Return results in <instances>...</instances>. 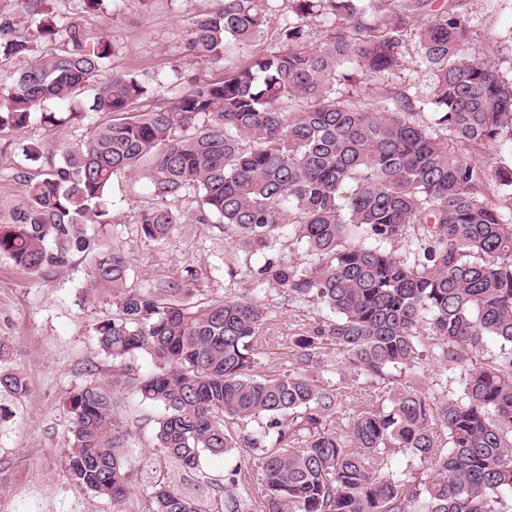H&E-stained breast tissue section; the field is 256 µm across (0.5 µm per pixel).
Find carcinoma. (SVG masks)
<instances>
[{"label": "carcinoma", "mask_w": 512, "mask_h": 512, "mask_svg": "<svg viewBox=\"0 0 512 512\" xmlns=\"http://www.w3.org/2000/svg\"><path fill=\"white\" fill-rule=\"evenodd\" d=\"M263 0H224L199 16L190 44L199 54L234 55L267 24ZM295 21L280 45L232 69L220 83L175 91L170 106L134 113L149 92L135 74L98 83L112 54L75 22L34 18L38 36L62 41L38 55L0 18V132L20 133L35 116L51 127L112 114L62 161L28 182L27 196L0 225V256L36 275L57 273L74 254L91 255L89 298L112 302L93 325L99 350L114 360L136 354L154 369L112 386L90 384L69 398L72 480L127 512L135 471L129 433L115 416L114 389L128 385L159 407L157 445L182 467L238 448L262 456L263 512H501L512 496V223L488 187L512 193V165L492 172L474 153L512 137V82L466 54L464 16L439 6L418 34L421 63L433 74L430 120L416 100H353L340 86L402 65L412 12L433 0H289ZM320 22L324 36L306 40ZM93 87L92 100L78 90ZM149 158L157 173L139 232L163 240L178 215L167 202L196 199L195 222L211 219L246 256L262 286L318 304L332 314L293 342L298 367L254 374L257 343L271 310L260 298L187 303L191 269L154 288L130 282L126 253L88 233L108 222L114 175ZM416 229L412 260L394 244ZM315 262L300 270L271 253L290 237ZM442 339V360L464 368L462 393L430 400L407 384L385 406L359 414L347 438L327 420L338 397L307 375L328 344L371 381L392 378L419 353L422 323ZM501 345L494 364L479 362L487 339ZM22 373L0 369V392L21 396ZM254 422L248 433L226 423ZM447 431L436 444L433 426ZM409 453L432 471L411 483L389 452ZM141 512H211L164 480L143 494ZM226 512H248L225 491Z\"/></svg>", "instance_id": "obj_1"}]
</instances>
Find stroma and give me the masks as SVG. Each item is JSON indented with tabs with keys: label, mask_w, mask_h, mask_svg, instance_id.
<instances>
[{
	"label": "stroma",
	"mask_w": 512,
	"mask_h": 512,
	"mask_svg": "<svg viewBox=\"0 0 512 512\" xmlns=\"http://www.w3.org/2000/svg\"><path fill=\"white\" fill-rule=\"evenodd\" d=\"M224 0H103L89 8L86 0H40L46 14L78 22L88 43L108 40L112 55L107 69L148 79L149 95L135 106L149 112L172 101L171 82L187 89L199 82L223 81L230 63L191 51L189 33L199 15L216 10ZM455 11L468 20L471 38L467 53L488 61L503 79L512 80V0H452ZM268 24L259 38L237 53L244 63L278 47L280 30L288 17V0H271ZM418 40L408 39L403 66L345 86L343 94L375 103L405 92L427 101L433 75L417 55ZM107 114L93 120L51 127L32 119L21 133H0V224L12 221L14 208L26 196V179L40 178L58 163L65 146L88 139L95 126L108 122ZM43 148L42 160L26 165L23 144ZM152 166L142 160L129 172L113 177L111 221L89 229L109 248L123 250L131 259L130 277L141 288L156 286L184 268L194 270L198 291L194 302L227 296H259L272 311L273 320L258 345L255 373L275 375L295 366L293 341L310 326L330 320L321 306L290 300L287 295L259 288L245 275L246 265H260V257L233 254L224 244L217 223L195 224L187 216L193 200L173 202L185 219L174 225L168 238L153 241L140 236L139 216L152 201ZM89 266L75 255L70 267L58 274L35 276L0 256V339L11 348L8 367L24 376L27 390L14 397L0 393V512H113L109 500L74 483L68 469L70 446L69 397L89 383L112 380L114 364L100 353L93 324L111 314L107 300L86 299ZM420 356L414 366L395 373V381L413 384L439 399L461 390L460 368L441 360L439 337L422 333ZM343 356L328 348L324 365L313 376L321 385L340 393L341 407L328 425L345 435L358 411L381 406L389 386L343 373ZM116 415L129 433L128 448L137 468V488L165 478L195 497L206 500L214 512L224 508V488L231 471L250 494L251 512H262L261 462L250 450L227 456H207L198 468L176 469L157 446L155 422L158 407L143 403L133 390L116 396Z\"/></svg>",
	"instance_id": "stroma-1"
}]
</instances>
